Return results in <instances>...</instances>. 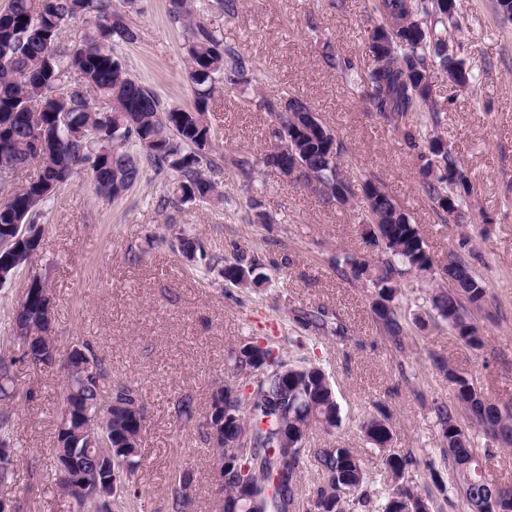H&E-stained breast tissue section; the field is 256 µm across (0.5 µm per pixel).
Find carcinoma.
<instances>
[{
  "mask_svg": "<svg viewBox=\"0 0 512 512\" xmlns=\"http://www.w3.org/2000/svg\"><path fill=\"white\" fill-rule=\"evenodd\" d=\"M455 0H373L369 33L375 57L359 67L326 50V60L363 93L370 109L396 126L406 148L421 162L419 173L434 209L448 219H466L471 184L460 163L443 143L423 133L421 116L438 119L434 81L465 87L472 75L454 50L448 49V20ZM169 17L185 31L188 80L194 94L192 107H167L159 96L127 73L117 48L140 38V30L126 20L113 0H8L0 11V168L36 177L7 194L0 204V285L10 282L32 263L41 244L42 219L50 203L70 184L81 163L92 169L96 193L112 201L124 196L146 170L171 177V193L182 201L219 204L224 193L204 176L215 151L209 104L215 83L230 73L243 76L249 60L226 48L216 31L196 19L191 0H169ZM92 18L83 39L69 47L59 45L68 22ZM81 83L86 94L67 103L55 91L69 82ZM273 118L272 137L285 148L284 163L296 165L291 181L317 186L340 205L353 197L351 184L341 176L338 144L333 132L317 121L306 134L295 136L305 103L290 99L284 108L268 104ZM370 200L363 223L370 244L380 251L370 263L344 257L357 280L375 292L372 313L393 340L403 335L405 317L394 304L398 280L405 273L436 276L446 282L425 299L414 323H444L469 348H485L484 336L469 314L483 308L485 281L455 256L448 266L435 268L417 225L383 186L367 178L361 184ZM167 243L186 260L201 247L183 230L152 236ZM224 265L232 283L268 280L264 264L234 250L232 261L209 258ZM27 296L14 309L5 351L0 353V401L12 403L16 390L13 349H30L42 366L55 367L59 351L55 338L44 334L43 305L48 288L38 275L30 276ZM75 368L66 377L62 408L56 428L54 461L67 458L91 478L112 479V468L87 443L88 430L103 423L119 465L125 494L106 512H132L139 499L135 476L141 466L140 433L143 411L139 393L128 384L106 388L102 364L89 344L72 346ZM232 377L250 379L244 392L226 383L212 392L209 411L200 428L212 442L210 424H224V443L214 448L224 459V487L217 488L220 512H296L298 484L308 449L303 433L314 427L330 432L340 426V408L325 370L309 360H293L255 340L227 351ZM438 370L453 387L456 404L436 402V418L444 448L440 458L418 459L391 448L392 430L384 415L363 420L361 432L383 456L384 472L372 477L351 449L318 448L314 458L322 478L310 492L307 512H432L434 500L424 497L408 480L409 470L422 468L442 495L448 487L442 469L450 466L454 490L466 512H512V495L496 497L498 482L488 475L482 460L495 449L477 446L475 436L506 446L512 442V410L492 403L471 375L444 361ZM469 424L459 425V408ZM85 480L54 483L58 512H98Z\"/></svg>",
  "mask_w": 512,
  "mask_h": 512,
  "instance_id": "1",
  "label": "carcinoma"
}]
</instances>
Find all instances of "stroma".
<instances>
[{
	"label": "stroma",
	"instance_id": "stroma-1",
	"mask_svg": "<svg viewBox=\"0 0 512 512\" xmlns=\"http://www.w3.org/2000/svg\"><path fill=\"white\" fill-rule=\"evenodd\" d=\"M206 2L196 0L201 20L249 60L247 75L217 85L209 105L216 151L205 175L223 190V203L180 202L167 177L150 171L108 202L95 194L87 173H78L44 215L32 269L45 277L53 298L59 347L90 341L106 383H129L139 392L144 421L135 483L143 512H171L175 477L185 471L192 476L185 512H218L215 455L199 420L212 390L231 379L227 349L253 339L324 368L341 425L312 429L306 445L343 444L372 473L381 470L382 458L360 425L377 413L388 418L395 451L422 457L441 448L431 403L451 404L455 397L438 361L475 375L493 403L512 407V19L497 14L495 0H456V22L448 27V41L474 83L455 88L438 81L439 122L428 131L447 142L471 181L467 218L457 224L434 209L420 183V162L394 127L324 60L329 46L363 60L371 0H238L232 15ZM167 9L168 0H137L130 19L141 36L121 54L130 74L165 104L186 107L194 96L184 32ZM292 96L333 130L352 185L369 178L384 186L420 226L436 266L447 265L457 250L485 280L486 308L475 316L484 353L444 326L407 323L399 347L380 330L371 286L336 264L348 254L377 256L362 223V195L341 206L262 169L245 175L236 168V160L256 158L270 146L267 103L282 105ZM259 210L272 223H257ZM172 226L199 239L206 256L239 247L279 266L269 269L268 283H230L205 259L191 263L151 244L152 235ZM464 238L469 244L462 251ZM29 272L0 289V330ZM304 311L322 313L324 328H300L296 317ZM12 378L18 398L7 416L15 477L0 487V497L16 501L19 512H52L51 453L65 379L57 369L24 361ZM184 397L194 404V420L178 414Z\"/></svg>",
	"mask_w": 512,
	"mask_h": 512
}]
</instances>
